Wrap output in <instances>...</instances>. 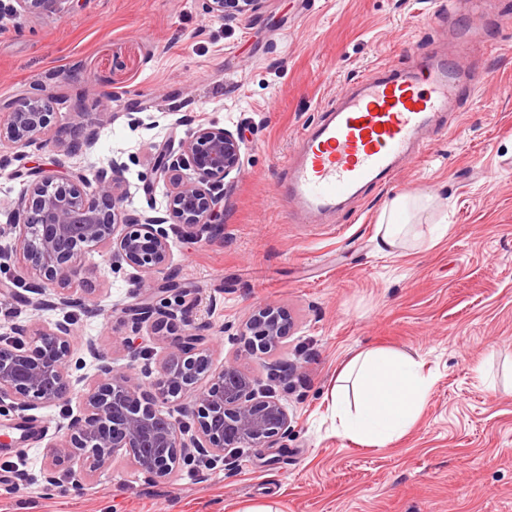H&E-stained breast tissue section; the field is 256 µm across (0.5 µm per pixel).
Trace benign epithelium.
<instances>
[{
    "label": "benign epithelium",
    "mask_w": 512,
    "mask_h": 512,
    "mask_svg": "<svg viewBox=\"0 0 512 512\" xmlns=\"http://www.w3.org/2000/svg\"><path fill=\"white\" fill-rule=\"evenodd\" d=\"M65 0H0V11L30 15L58 10ZM264 0H204L206 13L232 23L260 14ZM52 89L39 84L22 100L0 111V144L14 149L18 166L13 175L25 191L6 209V226L14 246L0 248V268L22 257L38 280L29 289L37 304L59 308L80 301L81 268L77 252L86 249L105 257L116 269L124 264L142 274L143 295L121 308L120 318L132 336L143 331L180 328L156 369L141 374L112 366L100 358L97 381L85 387L77 413L57 426V441L47 447L40 478L44 486L58 482V472L80 483L104 471L121 455L149 477L164 479L196 457L216 462L228 448H270L288 437L291 419L270 389L255 387L254 379L234 362L214 366L211 339L196 323L197 304L179 289L170 301L155 300L157 277L168 269L174 238L184 234L201 239L224 218L226 179L239 175L244 141L239 130L211 123L188 127L184 138L160 145L153 156L156 179L169 186L167 204H153L156 185L142 186L148 206L126 209L122 186L127 164L112 157L92 171L80 169L54 183L55 176L30 168L26 149L51 148L66 155L92 150L95 128L80 126L73 138L51 134ZM244 355L258 361L280 349L288 322L274 304L255 308L239 328ZM76 336L69 316L48 325L15 322L0 336V415H21L64 399L72 390L71 354ZM182 396L190 400L193 421L178 422L162 413L161 405Z\"/></svg>",
    "instance_id": "7a95c632"
}]
</instances>
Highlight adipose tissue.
<instances>
[{
    "mask_svg": "<svg viewBox=\"0 0 512 512\" xmlns=\"http://www.w3.org/2000/svg\"><path fill=\"white\" fill-rule=\"evenodd\" d=\"M410 197L394 198L382 211L376 238L380 252L407 254L431 248L439 233L423 234L411 222ZM431 387L410 356L369 349L353 355L338 371L332 390L338 430L363 445L382 448L417 419Z\"/></svg>",
    "mask_w": 512,
    "mask_h": 512,
    "instance_id": "ef3b65f1",
    "label": "adipose tissue"
}]
</instances>
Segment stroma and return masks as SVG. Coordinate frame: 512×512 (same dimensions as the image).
<instances>
[{"instance_id":"obj_1","label":"stroma","mask_w":512,"mask_h":512,"mask_svg":"<svg viewBox=\"0 0 512 512\" xmlns=\"http://www.w3.org/2000/svg\"><path fill=\"white\" fill-rule=\"evenodd\" d=\"M469 59L482 80L458 102L447 129L423 154L313 224L288 219L283 165L296 135L318 124L339 92L380 65L412 66L448 46V0H266L258 18L224 24L204 0H64L61 11L0 14V105L37 84H58L53 130L100 132L72 157L31 147L29 164L57 177L129 159L131 208L146 198L153 148L184 137L177 118L240 127L241 172L224 200V229L175 238L169 273L196 292L211 326L213 361H237L272 387L293 431L274 448L225 453L166 480L125 458L97 477L13 491L15 472L39 476L64 414L77 410L96 375L93 341L117 368L130 361L128 333L113 309L139 296L138 270L82 254L86 288L71 308L75 385L57 404L26 412L33 431L16 442L0 416V512H241L272 502L280 512H512V27ZM138 103V126L125 115ZM435 196L418 223L447 224L432 248L378 252L375 228L396 196ZM288 314L287 363L272 382L242 356L238 327L257 306ZM379 348L417 360L432 386L415 423L371 448L336 432V373L358 351Z\"/></svg>"}]
</instances>
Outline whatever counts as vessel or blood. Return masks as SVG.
<instances>
[{"instance_id": "obj_1", "label": "vessel or blood", "mask_w": 512, "mask_h": 512, "mask_svg": "<svg viewBox=\"0 0 512 512\" xmlns=\"http://www.w3.org/2000/svg\"><path fill=\"white\" fill-rule=\"evenodd\" d=\"M487 40L486 26L462 27L454 37L455 57L426 52L411 70L379 67L359 89L342 93L319 124L299 133L298 155L284 165L289 214L334 210L424 148L435 119L454 113L461 95L475 91L479 78L460 57Z\"/></svg>"}]
</instances>
